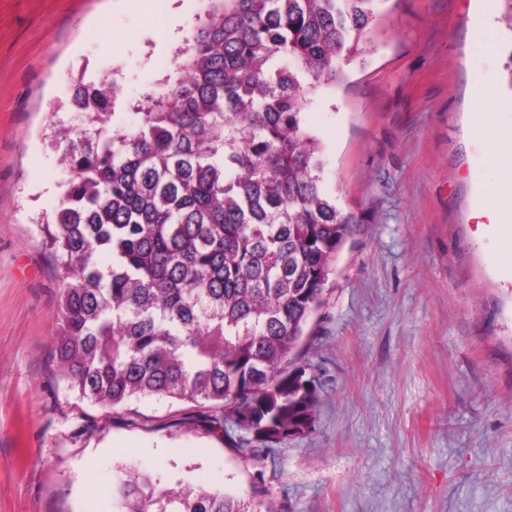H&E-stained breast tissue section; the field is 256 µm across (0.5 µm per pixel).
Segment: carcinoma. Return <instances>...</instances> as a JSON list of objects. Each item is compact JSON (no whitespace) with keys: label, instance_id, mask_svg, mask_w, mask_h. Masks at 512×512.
I'll return each mask as SVG.
<instances>
[{"label":"carcinoma","instance_id":"cac0c4a2","mask_svg":"<svg viewBox=\"0 0 512 512\" xmlns=\"http://www.w3.org/2000/svg\"><path fill=\"white\" fill-rule=\"evenodd\" d=\"M158 90L78 81L58 127L64 180L44 226L60 271L57 375L115 408L209 404L263 444L310 429L298 351L358 216L325 179L306 113L366 53L378 0H202ZM113 512H261L254 500L122 472Z\"/></svg>","mask_w":512,"mask_h":512}]
</instances>
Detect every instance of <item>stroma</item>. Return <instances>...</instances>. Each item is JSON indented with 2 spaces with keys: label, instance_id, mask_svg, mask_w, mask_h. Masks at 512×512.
<instances>
[{
  "label": "stroma",
  "instance_id": "stroma-1",
  "mask_svg": "<svg viewBox=\"0 0 512 512\" xmlns=\"http://www.w3.org/2000/svg\"><path fill=\"white\" fill-rule=\"evenodd\" d=\"M199 11L0 0V512H112L130 468L271 512H512V263L478 208L512 161V0H379L368 52L313 98L327 184L360 222L308 325L311 429L265 446L204 405L105 408L58 381L51 128L73 122V81L117 76L119 112L154 91ZM485 89L494 161L471 130Z\"/></svg>",
  "mask_w": 512,
  "mask_h": 512
}]
</instances>
